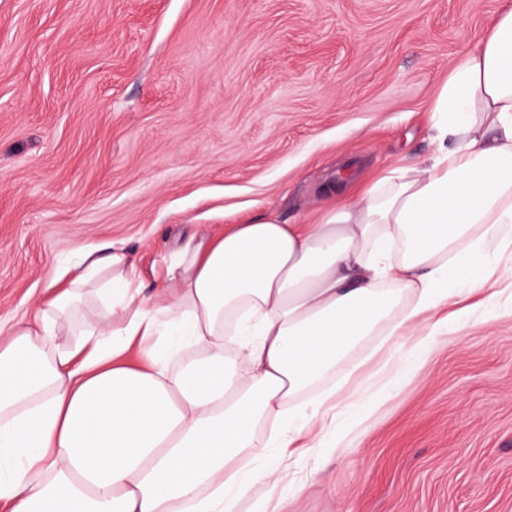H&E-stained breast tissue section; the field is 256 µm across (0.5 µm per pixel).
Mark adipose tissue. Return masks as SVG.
I'll list each match as a JSON object with an SVG mask.
<instances>
[{"label": "adipose tissue", "mask_w": 512, "mask_h": 512, "mask_svg": "<svg viewBox=\"0 0 512 512\" xmlns=\"http://www.w3.org/2000/svg\"><path fill=\"white\" fill-rule=\"evenodd\" d=\"M434 151L314 224L274 215L188 237L151 294L123 242L0 338V501L11 512H234L279 488L303 401L368 337L413 334L512 278V6L440 88ZM100 308L72 328L85 303ZM148 363L130 365L134 351ZM257 468L236 470L239 457Z\"/></svg>", "instance_id": "ef3b65f1"}]
</instances>
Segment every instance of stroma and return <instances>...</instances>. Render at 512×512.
<instances>
[{"mask_svg":"<svg viewBox=\"0 0 512 512\" xmlns=\"http://www.w3.org/2000/svg\"><path fill=\"white\" fill-rule=\"evenodd\" d=\"M505 0H0V323L124 241L308 224L433 151L431 105ZM341 181L336 193L327 186ZM337 367L322 433L235 512H512V280Z\"/></svg>","mask_w":512,"mask_h":512,"instance_id":"35a3bbf8","label":"stroma"}]
</instances>
